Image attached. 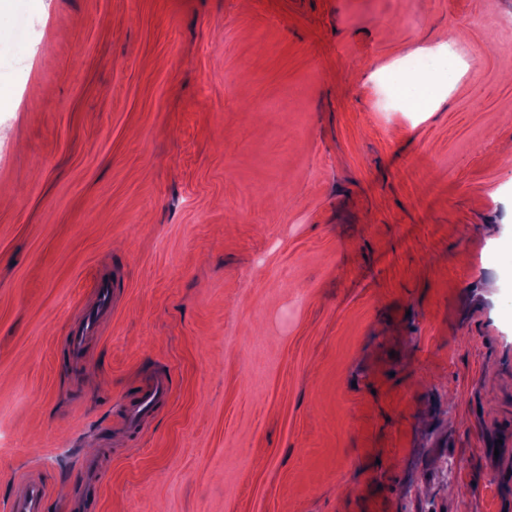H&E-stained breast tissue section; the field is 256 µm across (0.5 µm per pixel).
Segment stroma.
Listing matches in <instances>:
<instances>
[{"mask_svg":"<svg viewBox=\"0 0 512 512\" xmlns=\"http://www.w3.org/2000/svg\"><path fill=\"white\" fill-rule=\"evenodd\" d=\"M509 141L512 0H0V512H512ZM440 65V62L428 56H411L407 57L401 64L400 71L393 75L392 86L397 91L404 92L403 88L405 83L401 78L405 72H422L434 69ZM405 93V92H404ZM92 288L93 304L71 326L68 333V357L73 363H79L85 358L89 341L99 335L101 326L112 316L116 285L110 278L97 277ZM173 395L170 376L161 373L138 385L124 406L123 425L128 435H139L146 423L169 405ZM48 498L46 484L35 476L22 478L10 501V512H45Z\"/></svg>","mask_w":512,"mask_h":512,"instance_id":"stroma-1","label":"stroma"}]
</instances>
